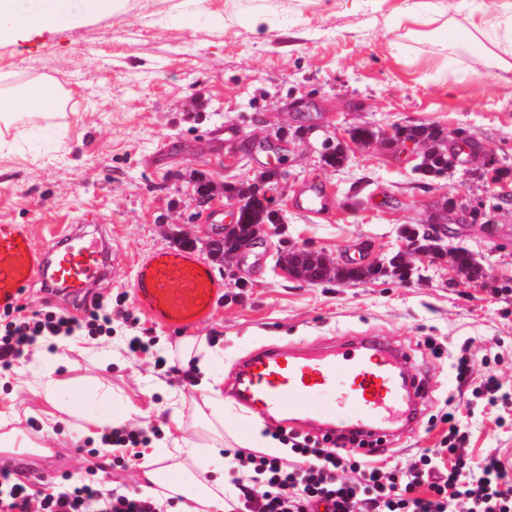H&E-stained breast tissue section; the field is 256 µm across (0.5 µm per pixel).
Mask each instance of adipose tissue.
Instances as JSON below:
<instances>
[{"instance_id":"ef3b65f1","label":"adipose tissue","mask_w":512,"mask_h":512,"mask_svg":"<svg viewBox=\"0 0 512 512\" xmlns=\"http://www.w3.org/2000/svg\"><path fill=\"white\" fill-rule=\"evenodd\" d=\"M118 0H0V44L15 40L24 29L40 27L53 29L74 23L84 17H95L111 13ZM484 30L473 27L464 39L445 38L449 54L467 51L489 56L500 65L512 62V12L496 17V33L490 42H483ZM60 102L38 84L25 85L15 92L0 87V125L10 126L18 111L38 117L53 116ZM63 362L61 353L49 351L46 347L35 346L28 360L17 367L18 376L31 375L37 379V393L54 409L73 416L74 430L86 436H97L99 429L120 423L134 421L138 414L129 403L113 404L112 393L103 384L92 381L82 386L71 385L57 377L56 370ZM99 393L104 405L111 411L105 415L88 412L84 408L87 393ZM169 472L172 474L167 491L156 488L160 481L157 470L143 471L142 478L150 484L148 491L159 512H167L171 496L184 494L181 512H224V478L199 474L193 477V490L182 493L183 480L189 474L188 466L198 463L203 455L218 456L216 446H202L184 436L173 434L169 437ZM190 475V474H189Z\"/></svg>"}]
</instances>
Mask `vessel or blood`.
I'll return each instance as SVG.
<instances>
[{
  "instance_id": "vessel-or-blood-1",
  "label": "vessel or blood",
  "mask_w": 512,
  "mask_h": 512,
  "mask_svg": "<svg viewBox=\"0 0 512 512\" xmlns=\"http://www.w3.org/2000/svg\"><path fill=\"white\" fill-rule=\"evenodd\" d=\"M112 254L102 232L69 231L38 246L15 224H0V311L15 308L26 285L41 278L52 293L82 301L108 277ZM226 282L193 250L159 249L137 262L133 295L154 323L175 330L209 319ZM411 354L381 333L303 347L270 345L242 357L224 393L261 421L304 426L365 456L411 434L430 385L411 372Z\"/></svg>"
}]
</instances>
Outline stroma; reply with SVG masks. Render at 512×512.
I'll return each instance as SVG.
<instances>
[{
  "mask_svg": "<svg viewBox=\"0 0 512 512\" xmlns=\"http://www.w3.org/2000/svg\"><path fill=\"white\" fill-rule=\"evenodd\" d=\"M121 0L110 14L62 29L33 28L0 45V75L13 86L40 82L69 100L65 116L22 118L0 154V223L17 224L40 246L79 220L112 231L117 259L100 292L123 296L134 322H113L101 349L66 350L61 376L79 386L96 379L140 411L139 427L155 428L141 458L125 463L94 455L92 438L65 422L48 423L50 406L18 388L14 370L0 372V412H24L21 437L57 436L49 455L30 448L24 471L42 465L52 480H98L136 490L141 463L166 455V430L182 421L190 439L208 442L201 402L203 372L189 379L157 367L173 360L182 332L156 326L135 305L132 267L164 246L192 239L212 260L215 234L208 209L232 213L228 184L254 181L278 159L284 177L274 193L283 232L262 231L226 279V293L206 323L192 330L221 358L209 372L228 378L240 357L269 343L312 344L375 330L409 350L425 372L432 397L414 435L401 449L439 447L447 431L435 416L457 392L448 359L423 345L437 338L448 350L470 341L474 361L488 360L512 388V205L449 226L438 255H409L407 278L379 275L357 283H311L280 268L282 246L319 253L345 265L360 256L373 265L405 249L400 231L429 223L448 200L491 205L512 195V177L467 172L458 165L426 178L419 156L379 141L353 144L348 132L365 126L426 125L447 137L465 132L512 166V71L485 67L480 57L449 55L431 21L469 26L494 16L493 0ZM342 144L343 166H326L324 138ZM213 188L209 208L197 206V180ZM329 192L320 216L298 208L304 185ZM464 249L485 275L470 280L453 260ZM150 341L149 352H127L129 336ZM492 407L465 417L474 455H512V422L497 424Z\"/></svg>",
  "mask_w": 512,
  "mask_h": 512,
  "instance_id": "35a3bbf8",
  "label": "stroma"
}]
</instances>
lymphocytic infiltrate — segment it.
<instances>
[{"label":"lymphocytic infiltrate","mask_w":512,"mask_h":512,"mask_svg":"<svg viewBox=\"0 0 512 512\" xmlns=\"http://www.w3.org/2000/svg\"><path fill=\"white\" fill-rule=\"evenodd\" d=\"M132 322L110 297L95 294L76 321L54 311L15 315L0 327V367L30 354L38 338L108 336L113 319ZM449 404L448 432L439 447L416 452L397 469L355 452L337 450L283 428L272 432L278 448L224 451V474L234 493L228 512H512V467L498 456L473 457ZM0 512H156L151 498L118 492L101 482H61L35 487L19 471L0 468Z\"/></svg>","instance_id":"lymphocytic-infiltrate-1"}]
</instances>
